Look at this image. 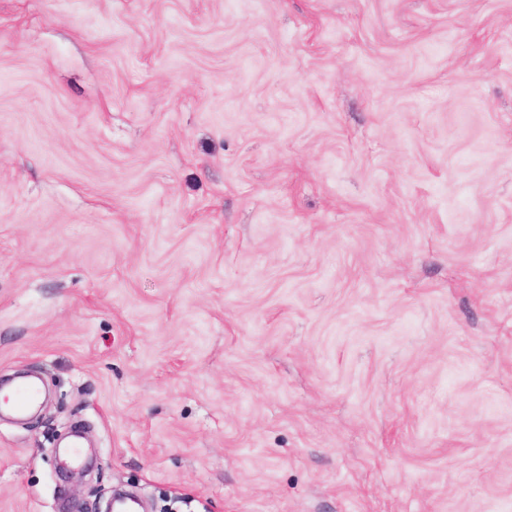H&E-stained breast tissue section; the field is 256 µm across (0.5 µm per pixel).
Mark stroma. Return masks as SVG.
<instances>
[{"label":"stroma","mask_w":512,"mask_h":512,"mask_svg":"<svg viewBox=\"0 0 512 512\" xmlns=\"http://www.w3.org/2000/svg\"><path fill=\"white\" fill-rule=\"evenodd\" d=\"M20 371L0 512H512V0H0Z\"/></svg>","instance_id":"35a3bbf8"}]
</instances>
